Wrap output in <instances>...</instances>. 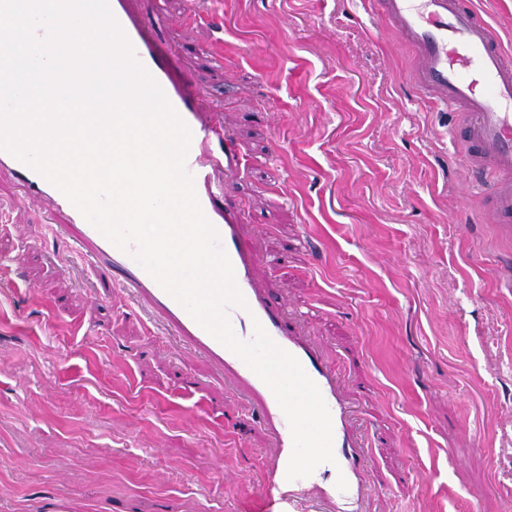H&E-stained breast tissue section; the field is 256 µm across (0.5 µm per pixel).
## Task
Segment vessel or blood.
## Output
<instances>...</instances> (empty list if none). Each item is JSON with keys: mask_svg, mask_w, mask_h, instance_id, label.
Returning a JSON list of instances; mask_svg holds the SVG:
<instances>
[{"mask_svg": "<svg viewBox=\"0 0 512 512\" xmlns=\"http://www.w3.org/2000/svg\"><path fill=\"white\" fill-rule=\"evenodd\" d=\"M111 11L129 41L137 61L162 88L186 123L192 140L186 169L207 219L234 269L247 306L230 308L229 318L243 340L261 323L281 348L294 355L316 383L329 408L333 428L334 462H325L305 478L287 480L293 449L287 419L269 387L238 356L205 331L190 314L127 253L117 249L87 223L67 198L39 172L0 151V170L17 179L27 200L67 215L68 224L39 221L43 237L69 239V224L82 227V236L69 240V260L92 268L103 290H119L126 306L145 307L164 321L167 335L183 342L188 356L208 358L250 397L259 416L270 426L277 461L265 495H287L292 508L319 499L334 512H356L362 499L361 453L351 419V404L340 392L338 376L319 347L300 336L287 304L273 300L255 276L262 261L240 217L230 180L241 157L215 112L206 111V91L189 80H178L181 56L151 40L139 22L133 0H109ZM376 11L408 47L412 57L410 80L421 99L459 110L460 128L451 137L466 159L468 171L482 195L492 199V217L512 227V52L497 29L470 0H375Z\"/></svg>", "mask_w": 512, "mask_h": 512, "instance_id": "vessel-or-blood-1", "label": "vessel or blood"}]
</instances>
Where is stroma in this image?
Segmentation results:
<instances>
[{"label": "stroma", "instance_id": "stroma-1", "mask_svg": "<svg viewBox=\"0 0 512 512\" xmlns=\"http://www.w3.org/2000/svg\"><path fill=\"white\" fill-rule=\"evenodd\" d=\"M249 160L273 299L356 403L360 512H512V236L466 195L410 53L366 0H137ZM0 173V512H288L275 441L207 359L95 293Z\"/></svg>", "mask_w": 512, "mask_h": 512}]
</instances>
